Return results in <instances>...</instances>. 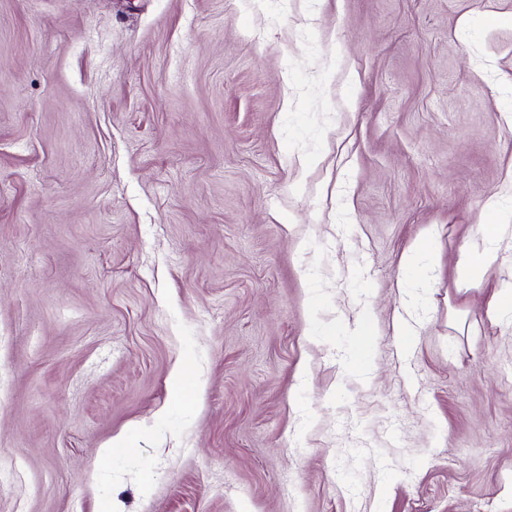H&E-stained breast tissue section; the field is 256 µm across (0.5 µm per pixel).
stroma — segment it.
Masks as SVG:
<instances>
[{
  "mask_svg": "<svg viewBox=\"0 0 512 512\" xmlns=\"http://www.w3.org/2000/svg\"><path fill=\"white\" fill-rule=\"evenodd\" d=\"M508 293L512 0H0V512H512ZM504 225L501 224H477L474 234L480 237L486 244L481 252L465 251L460 254L458 267L463 278L471 280L478 272L495 264L499 254L496 243L500 237Z\"/></svg>",
  "mask_w": 512,
  "mask_h": 512,
  "instance_id": "obj_1",
  "label": "stroma"
}]
</instances>
